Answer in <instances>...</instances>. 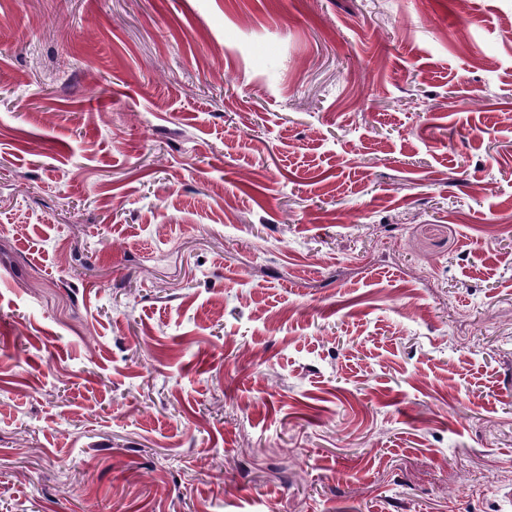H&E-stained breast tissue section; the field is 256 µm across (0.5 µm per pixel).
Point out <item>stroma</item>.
<instances>
[{"mask_svg":"<svg viewBox=\"0 0 512 512\" xmlns=\"http://www.w3.org/2000/svg\"><path fill=\"white\" fill-rule=\"evenodd\" d=\"M0 512H512V0H0Z\"/></svg>","mask_w":512,"mask_h":512,"instance_id":"obj_1","label":"stroma"}]
</instances>
